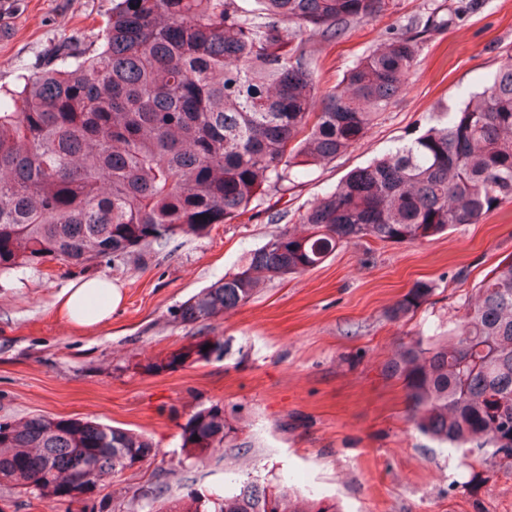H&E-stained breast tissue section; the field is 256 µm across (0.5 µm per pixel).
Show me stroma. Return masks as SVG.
Segmentation results:
<instances>
[{"mask_svg": "<svg viewBox=\"0 0 512 512\" xmlns=\"http://www.w3.org/2000/svg\"><path fill=\"white\" fill-rule=\"evenodd\" d=\"M111 6L0 0V21L10 30L0 41V87H13L19 71H40L57 44L88 42ZM414 17L434 21L421 36L418 63L361 145L205 237H172L142 262L95 265L93 275L112 280L122 295L108 323L80 330L58 315L57 297L80 280L78 269L51 261L39 273L0 276V422L92 419L144 433L160 448L81 503L0 489V512H149V486L178 497L219 494L231 472L326 512H512V474L472 479L459 453L413 429L403 384L385 370L410 338L446 332L475 284L512 254V202L481 223L413 243L339 247L317 268L266 283L224 317L173 318L271 233L297 224L350 169L425 125L438 103L478 88L512 54V0H388L372 20L324 46L322 88ZM419 283L432 289L428 303L391 319ZM201 336L223 337V356L145 371L149 359ZM216 402L237 414L240 447L199 463L185 459L178 433L186 412Z\"/></svg>", "mask_w": 512, "mask_h": 512, "instance_id": "stroma-1", "label": "stroma"}]
</instances>
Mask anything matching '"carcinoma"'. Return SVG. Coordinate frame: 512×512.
<instances>
[{
  "mask_svg": "<svg viewBox=\"0 0 512 512\" xmlns=\"http://www.w3.org/2000/svg\"><path fill=\"white\" fill-rule=\"evenodd\" d=\"M386 0H113L88 45H60L0 108V275L49 261L85 271L139 260L177 236L232 224L255 203L361 144L406 87L416 36L396 35L319 85L321 47L372 20ZM512 202V56L425 127L351 170L174 319L193 324L245 305L271 279L322 264L343 244L411 243L478 224ZM410 289L391 315L425 304ZM208 350H203L204 346ZM201 336L144 365L208 362ZM415 429L462 451L463 465L512 473V257L465 299L448 335L401 345ZM186 457L237 448L218 404L179 425ZM199 440H194V437ZM152 439L83 419L0 425V487L53 501L92 494L157 455ZM151 512H309L284 490L233 481L221 496L165 498Z\"/></svg>",
  "mask_w": 512,
  "mask_h": 512,
  "instance_id": "1",
  "label": "carcinoma"
}]
</instances>
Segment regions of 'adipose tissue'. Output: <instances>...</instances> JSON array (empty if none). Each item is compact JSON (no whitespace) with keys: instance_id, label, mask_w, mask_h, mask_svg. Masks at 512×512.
Segmentation results:
<instances>
[{"instance_id":"1","label":"adipose tissue","mask_w":512,"mask_h":512,"mask_svg":"<svg viewBox=\"0 0 512 512\" xmlns=\"http://www.w3.org/2000/svg\"><path fill=\"white\" fill-rule=\"evenodd\" d=\"M120 300L121 295L111 281L89 277L72 283L62 292L58 310L76 326L93 327L107 321Z\"/></svg>"}]
</instances>
